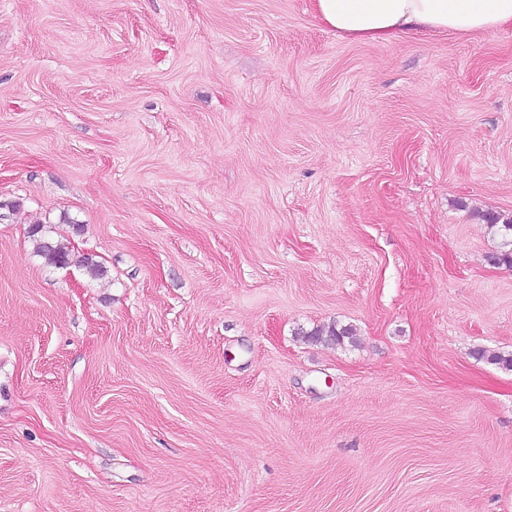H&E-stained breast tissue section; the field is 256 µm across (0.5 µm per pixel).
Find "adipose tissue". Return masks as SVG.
<instances>
[{
  "label": "adipose tissue",
  "instance_id": "adipose-tissue-1",
  "mask_svg": "<svg viewBox=\"0 0 512 512\" xmlns=\"http://www.w3.org/2000/svg\"><path fill=\"white\" fill-rule=\"evenodd\" d=\"M315 14L351 42L416 32L468 38L512 25V0H315Z\"/></svg>",
  "mask_w": 512,
  "mask_h": 512
}]
</instances>
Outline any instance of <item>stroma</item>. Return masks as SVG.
Instances as JSON below:
<instances>
[{"label":"stroma","mask_w":512,"mask_h":512,"mask_svg":"<svg viewBox=\"0 0 512 512\" xmlns=\"http://www.w3.org/2000/svg\"><path fill=\"white\" fill-rule=\"evenodd\" d=\"M488 212L511 26L0 0V512H512ZM28 234L33 242L35 253L44 258L47 264L63 267L70 263V254L65 244L48 236L44 225H32ZM305 336H310L316 341H327L336 344H344L345 340L349 343L354 342V330L351 327L344 326L338 328L336 324L329 326L327 329H317Z\"/></svg>","instance_id":"stroma-1"}]
</instances>
